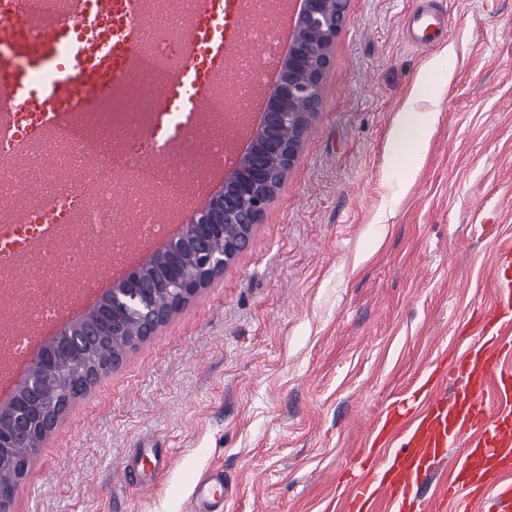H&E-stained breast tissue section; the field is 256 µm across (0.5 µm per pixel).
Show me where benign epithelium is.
Wrapping results in <instances>:
<instances>
[{"mask_svg": "<svg viewBox=\"0 0 512 512\" xmlns=\"http://www.w3.org/2000/svg\"><path fill=\"white\" fill-rule=\"evenodd\" d=\"M349 2L300 0L299 12L292 15L288 53L281 59L275 86L253 122L250 140L224 168V188L194 211L182 231L160 249L172 258L165 275L152 277L149 262L129 267L112 281L97 307L64 324L57 336L39 349L15 387V395L0 404V415L10 417L8 424H0V452L27 451L21 469L9 474L0 470V512H9L40 442L59 423L48 416L44 377L58 374L64 363L80 366L84 340L122 335L131 314L151 311L152 300L161 294L170 295L175 310H182L203 290L196 286L191 269L178 260L183 251L190 250L201 268L218 275L249 246L257 224L275 199L268 190L271 164L279 163L283 174H288L312 120L322 110L323 82L336 38L350 22ZM248 210L255 221L245 225L242 243L224 241V257H219L211 248L213 238L225 235V225L238 223Z\"/></svg>", "mask_w": 512, "mask_h": 512, "instance_id": "benign-epithelium-1", "label": "benign epithelium"}]
</instances>
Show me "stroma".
Instances as JSON below:
<instances>
[{
  "instance_id": "35a3bbf8",
  "label": "stroma",
  "mask_w": 512,
  "mask_h": 512,
  "mask_svg": "<svg viewBox=\"0 0 512 512\" xmlns=\"http://www.w3.org/2000/svg\"><path fill=\"white\" fill-rule=\"evenodd\" d=\"M427 1L448 39L417 47L406 22ZM349 10L323 108L250 245L73 402L10 512H336L377 418L497 302L512 0ZM410 107L438 119L401 160L390 135Z\"/></svg>"
}]
</instances>
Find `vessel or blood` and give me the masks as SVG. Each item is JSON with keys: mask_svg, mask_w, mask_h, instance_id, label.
Listing matches in <instances>:
<instances>
[{"mask_svg": "<svg viewBox=\"0 0 512 512\" xmlns=\"http://www.w3.org/2000/svg\"><path fill=\"white\" fill-rule=\"evenodd\" d=\"M252 0H0V141L10 143L6 165L23 177L33 152L51 142L71 148L92 146L100 164L121 158L122 127L95 122L94 113L124 89L153 115L149 134L173 147L170 172L188 184L184 200L169 203L155 229L137 241L147 252L175 228L174 212L184 201L204 202L224 184V140L208 138V153L195 151L199 130L210 121L213 103L224 95L230 59L249 43L265 40L273 51L288 45V24L263 28L252 21ZM175 14L178 30L158 46L145 44L154 13ZM413 38L432 46L448 34L440 16L413 13ZM90 196L92 188H84ZM107 207L93 201L76 222H108ZM494 275L501 290L496 306L481 310L475 328L486 339L454 361L429 366L410 395L421 410L392 406L379 421L368 448L358 453L360 470L352 478L344 512H375L387 503L406 512L418 483L434 481L433 497L421 512H459L492 489L493 512H512V339L500 331L512 315V250L501 253ZM462 379L447 392V375ZM405 438L390 453V437Z\"/></svg>", "mask_w": 512, "mask_h": 512, "instance_id": "1", "label": "vessel or blood"}]
</instances>
